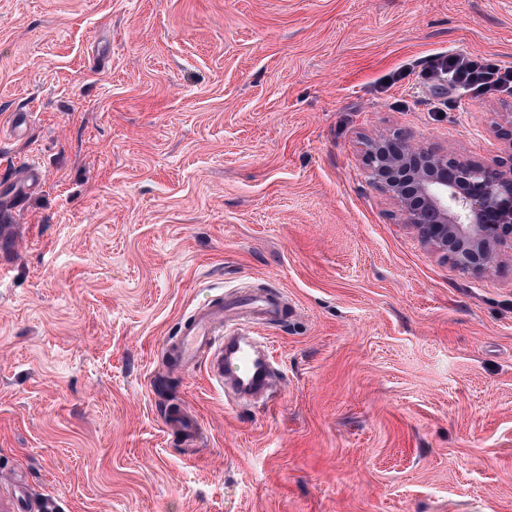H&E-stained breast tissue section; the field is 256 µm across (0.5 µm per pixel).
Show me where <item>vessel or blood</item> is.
Masks as SVG:
<instances>
[{
	"mask_svg": "<svg viewBox=\"0 0 512 512\" xmlns=\"http://www.w3.org/2000/svg\"><path fill=\"white\" fill-rule=\"evenodd\" d=\"M284 312L285 303L277 289L229 292L194 307L164 349L177 369L205 363L210 379L232 388L234 397L260 394L268 388L272 356L267 344L240 330L237 322L246 318L273 324L282 320ZM165 423L189 441L199 432L197 422L184 410L168 413Z\"/></svg>",
	"mask_w": 512,
	"mask_h": 512,
	"instance_id": "obj_1",
	"label": "vessel or blood"
}]
</instances>
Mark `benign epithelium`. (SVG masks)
<instances>
[{
	"instance_id": "1",
	"label": "benign epithelium",
	"mask_w": 512,
	"mask_h": 512,
	"mask_svg": "<svg viewBox=\"0 0 512 512\" xmlns=\"http://www.w3.org/2000/svg\"><path fill=\"white\" fill-rule=\"evenodd\" d=\"M502 117L498 132L508 154L490 163L424 148L398 133L362 142L370 182L394 201L399 223L474 276L512 242V113Z\"/></svg>"
}]
</instances>
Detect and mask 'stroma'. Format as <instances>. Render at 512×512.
<instances>
[{
  "mask_svg": "<svg viewBox=\"0 0 512 512\" xmlns=\"http://www.w3.org/2000/svg\"><path fill=\"white\" fill-rule=\"evenodd\" d=\"M443 51L512 66V0H0V512H512V248L459 271L361 158L502 154ZM270 286L273 394L169 367ZM165 423L170 429L180 431L187 441L193 442L199 432L197 422L186 410L171 411L168 413Z\"/></svg>",
  "mask_w": 512,
  "mask_h": 512,
  "instance_id": "35a3bbf8",
  "label": "stroma"
}]
</instances>
